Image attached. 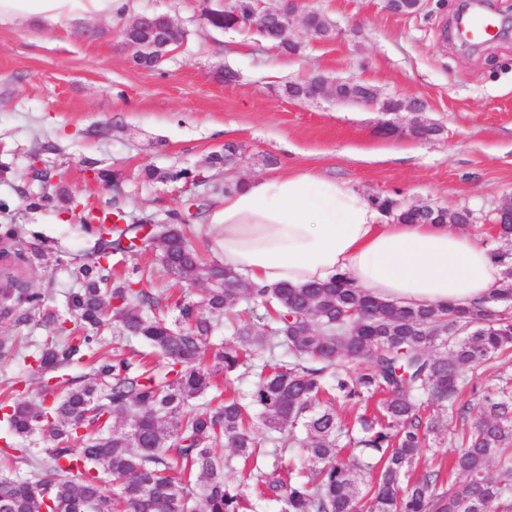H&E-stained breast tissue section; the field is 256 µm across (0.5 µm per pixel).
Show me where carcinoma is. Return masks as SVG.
I'll list each match as a JSON object with an SVG mask.
<instances>
[{
    "label": "carcinoma",
    "instance_id": "cac0c4a2",
    "mask_svg": "<svg viewBox=\"0 0 512 512\" xmlns=\"http://www.w3.org/2000/svg\"><path fill=\"white\" fill-rule=\"evenodd\" d=\"M211 19L215 27L244 26L254 3ZM266 41L294 52L279 28ZM53 174L32 179L26 208L50 204L65 192ZM373 203L398 220L448 218L422 214L391 197ZM148 216L124 227L118 200L107 209L83 207L79 229L89 243L72 263L80 288L65 295L69 316L49 305L53 283L27 295L16 322L50 328L34 354L0 340V357L18 359L39 383L27 397L0 401L7 433L0 455L27 469L26 477L0 474V512H247L246 493L224 481L228 447L247 467L258 494L282 512H512V390L486 386L480 376L493 360L512 355V314L488 301H512V267L490 300L468 307H404L375 298L348 277L302 288H238L236 272L206 264L186 236L182 212ZM159 240L162 271L177 283H209L201 299L175 301L169 321L143 288L138 266L118 269ZM0 241L21 247L34 261L45 241L27 240L20 224H1ZM253 302L262 325L235 331L238 348H211L220 319L238 300ZM111 325L144 339L153 353L110 352L102 338ZM269 355L258 366L247 402L236 396L235 373L247 348ZM214 365H207V356ZM88 361V382L63 371ZM215 409L193 404L220 390ZM480 394L478 411L460 401L463 387ZM381 395L375 413L357 417L358 431L341 423L336 404L355 407ZM129 417L128 427L112 417ZM268 430L257 438L252 418ZM462 426L450 466L438 462L411 475L430 440ZM36 439L41 454L17 443ZM497 477L488 474L490 463ZM464 479L448 485V472Z\"/></svg>",
    "mask_w": 512,
    "mask_h": 512
}]
</instances>
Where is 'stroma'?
Masks as SVG:
<instances>
[{
    "label": "stroma",
    "instance_id": "35a3bbf8",
    "mask_svg": "<svg viewBox=\"0 0 512 512\" xmlns=\"http://www.w3.org/2000/svg\"><path fill=\"white\" fill-rule=\"evenodd\" d=\"M311 3L334 35L303 39L295 55L272 49L255 27L205 25L203 0H128L121 16L89 18L51 36L33 18L0 23V164L9 167L0 173V199L49 246L45 261L25 269L30 291L54 282L58 307L76 286L69 261L87 240L72 202L103 207L116 195L94 181L90 162L121 173L117 195L132 223L204 196V186L161 175L186 168L223 179V167L207 161L228 143L240 149L239 178L310 171L369 197L468 208L480 218L469 232L493 251H507L481 218L512 198V38L464 49L453 36L460 0H425L413 15L389 11L386 0ZM144 12L169 16L188 34L150 71L133 64L119 36ZM89 28L96 37H86ZM228 69L236 82H224ZM315 72L362 80L384 100L420 98L424 119L440 132L427 140L387 136L379 105L286 96L285 84ZM39 142L55 145L47 159L65 171L70 199L28 212L20 193ZM148 167L157 179L145 177Z\"/></svg>",
    "mask_w": 512,
    "mask_h": 512
}]
</instances>
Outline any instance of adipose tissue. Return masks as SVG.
Listing matches in <instances>:
<instances>
[{
    "label": "adipose tissue",
    "instance_id": "adipose-tissue-1",
    "mask_svg": "<svg viewBox=\"0 0 512 512\" xmlns=\"http://www.w3.org/2000/svg\"><path fill=\"white\" fill-rule=\"evenodd\" d=\"M127 0H0V21L35 17L47 28L122 14ZM218 260L255 286H302L344 275L372 296L406 306L470 305L502 279L490 247L448 224L384 217L358 190L310 172L241 182L216 200Z\"/></svg>",
    "mask_w": 512,
    "mask_h": 512
}]
</instances>
